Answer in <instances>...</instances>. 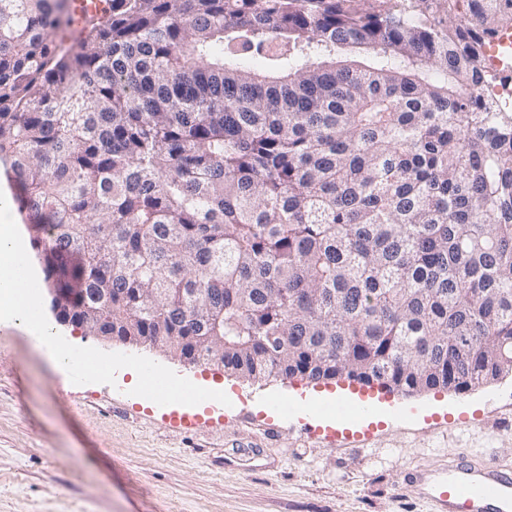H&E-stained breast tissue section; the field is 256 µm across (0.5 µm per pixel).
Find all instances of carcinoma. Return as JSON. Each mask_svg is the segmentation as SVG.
Segmentation results:
<instances>
[{
  "label": "carcinoma",
  "instance_id": "cac0c4a2",
  "mask_svg": "<svg viewBox=\"0 0 512 512\" xmlns=\"http://www.w3.org/2000/svg\"><path fill=\"white\" fill-rule=\"evenodd\" d=\"M63 7L0 0V160L84 332L403 395L512 372V112L478 91L512 0H102L77 47Z\"/></svg>",
  "mask_w": 512,
  "mask_h": 512
}]
</instances>
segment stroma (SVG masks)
<instances>
[{"instance_id": "stroma-1", "label": "stroma", "mask_w": 512, "mask_h": 512, "mask_svg": "<svg viewBox=\"0 0 512 512\" xmlns=\"http://www.w3.org/2000/svg\"><path fill=\"white\" fill-rule=\"evenodd\" d=\"M54 329L228 385L236 399L185 429L123 385L63 383L43 349L0 327V512H431L406 471L461 454L512 466V373L465 393L375 391L383 415L356 424L368 439L350 447L312 419L265 410L272 396L353 392L349 381L244 380L156 345Z\"/></svg>"}]
</instances>
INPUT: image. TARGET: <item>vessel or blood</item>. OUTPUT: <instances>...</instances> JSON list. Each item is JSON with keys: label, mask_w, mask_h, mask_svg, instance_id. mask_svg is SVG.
<instances>
[{"label": "vessel or blood", "mask_w": 512, "mask_h": 512, "mask_svg": "<svg viewBox=\"0 0 512 512\" xmlns=\"http://www.w3.org/2000/svg\"><path fill=\"white\" fill-rule=\"evenodd\" d=\"M432 512H512V470L496 459L460 457L442 468L408 474Z\"/></svg>", "instance_id": "obj_1"}]
</instances>
